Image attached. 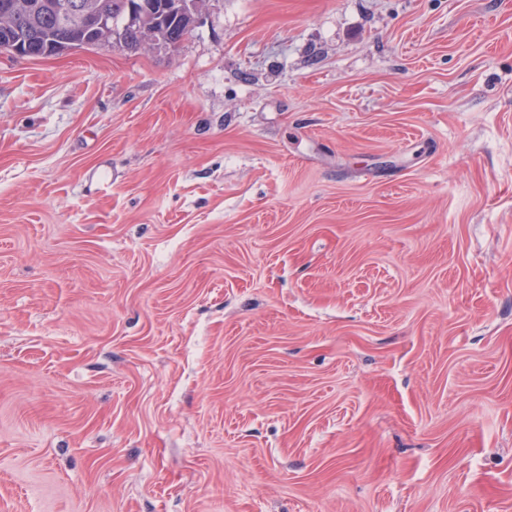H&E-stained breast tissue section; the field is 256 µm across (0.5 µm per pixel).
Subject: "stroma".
<instances>
[{"label": "stroma", "mask_w": 512, "mask_h": 512, "mask_svg": "<svg viewBox=\"0 0 512 512\" xmlns=\"http://www.w3.org/2000/svg\"><path fill=\"white\" fill-rule=\"evenodd\" d=\"M0 512H512V0L0 51Z\"/></svg>", "instance_id": "obj_1"}]
</instances>
